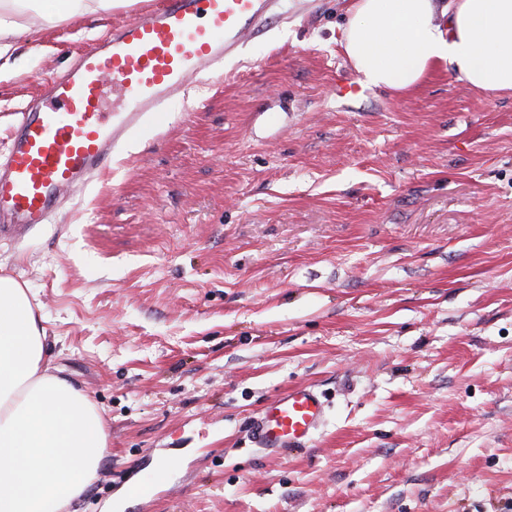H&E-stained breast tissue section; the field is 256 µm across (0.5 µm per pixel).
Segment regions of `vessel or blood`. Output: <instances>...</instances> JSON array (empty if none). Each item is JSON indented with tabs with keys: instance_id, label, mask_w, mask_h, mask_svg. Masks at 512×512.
Listing matches in <instances>:
<instances>
[{
	"instance_id": "obj_1",
	"label": "vessel or blood",
	"mask_w": 512,
	"mask_h": 512,
	"mask_svg": "<svg viewBox=\"0 0 512 512\" xmlns=\"http://www.w3.org/2000/svg\"><path fill=\"white\" fill-rule=\"evenodd\" d=\"M277 0H151L129 11L107 40L81 51L15 127L0 159V237L52 223L66 194L108 169L112 154L146 123H162L168 102L206 70L261 35ZM328 404L300 386L269 401L254 443L282 456L319 428Z\"/></svg>"
}]
</instances>
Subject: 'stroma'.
Masks as SVG:
<instances>
[{
	"mask_svg": "<svg viewBox=\"0 0 512 512\" xmlns=\"http://www.w3.org/2000/svg\"><path fill=\"white\" fill-rule=\"evenodd\" d=\"M352 2L281 0L55 223L0 238L103 411L111 455L73 512H512V95L440 65L342 107ZM125 16H18L0 157ZM301 385L322 425L265 455L253 416Z\"/></svg>",
	"mask_w": 512,
	"mask_h": 512,
	"instance_id": "stroma-1",
	"label": "stroma"
}]
</instances>
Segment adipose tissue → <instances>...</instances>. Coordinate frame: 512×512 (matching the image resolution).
I'll list each match as a JSON object with an SVG mask.
<instances>
[{
    "label": "adipose tissue",
    "instance_id": "adipose-tissue-1",
    "mask_svg": "<svg viewBox=\"0 0 512 512\" xmlns=\"http://www.w3.org/2000/svg\"><path fill=\"white\" fill-rule=\"evenodd\" d=\"M0 0V56L23 32L113 0ZM344 52L362 83L406 92L439 65L473 88L512 94V0H355ZM25 283L0 275V512H68L97 478L109 439L97 406L54 373Z\"/></svg>",
    "mask_w": 512,
    "mask_h": 512
}]
</instances>
